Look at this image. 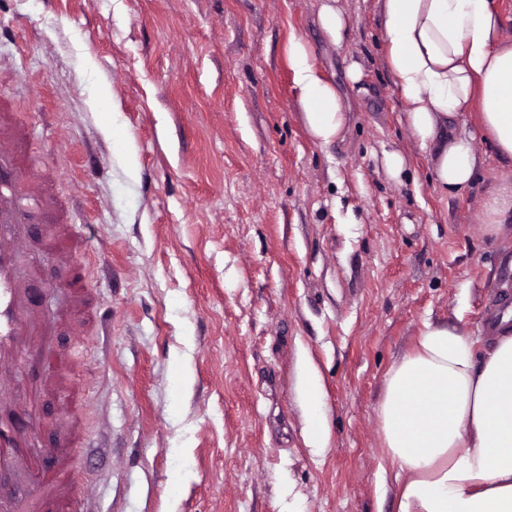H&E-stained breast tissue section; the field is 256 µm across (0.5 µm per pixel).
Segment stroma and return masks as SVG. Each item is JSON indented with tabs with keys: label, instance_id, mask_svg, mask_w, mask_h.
<instances>
[{
	"label": "stroma",
	"instance_id": "stroma-1",
	"mask_svg": "<svg viewBox=\"0 0 512 512\" xmlns=\"http://www.w3.org/2000/svg\"><path fill=\"white\" fill-rule=\"evenodd\" d=\"M323 2L0 0V104L86 246L95 308L82 314L41 219L22 253L53 345L69 346L73 324L84 332L73 377L92 414L78 418L74 465L89 512H393L380 473L388 370L428 320L486 348L487 314L512 299V222L495 239L479 222L512 164L478 143L476 184L439 193L384 64L376 0H337V45L317 23ZM295 37L349 110L342 139L304 126ZM391 151L406 158L397 180ZM308 360L324 386L319 454L304 440ZM2 385L58 444L64 407L48 377L19 363L0 368ZM174 448L191 463L178 486ZM100 106L107 112H112V130L115 131L118 134V145L120 146V152L124 154L127 157L129 167L132 173L135 171V164H134V148L131 144H129L127 139H123L120 128V120L119 115L116 110V107L114 103L112 102V107L110 102L106 97L101 98L99 102Z\"/></svg>",
	"mask_w": 512,
	"mask_h": 512
}]
</instances>
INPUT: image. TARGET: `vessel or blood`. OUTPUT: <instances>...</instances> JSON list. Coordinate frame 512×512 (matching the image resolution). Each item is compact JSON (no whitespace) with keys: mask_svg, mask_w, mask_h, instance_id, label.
Listing matches in <instances>:
<instances>
[{"mask_svg":"<svg viewBox=\"0 0 512 512\" xmlns=\"http://www.w3.org/2000/svg\"><path fill=\"white\" fill-rule=\"evenodd\" d=\"M23 136L11 130L6 114H0V359L18 357L35 362L55 376L70 377L83 356L82 346L60 350L36 343L37 316L28 309L19 286L18 262L22 228L29 216L49 208L40 167L22 160ZM50 209V208H49ZM37 417L15 421L0 413V482L31 479L32 485L14 498L15 512H47L57 500L74 501L76 482L71 470L35 468L30 434L39 432Z\"/></svg>","mask_w":512,"mask_h":512,"instance_id":"obj_1","label":"vessel or blood"}]
</instances>
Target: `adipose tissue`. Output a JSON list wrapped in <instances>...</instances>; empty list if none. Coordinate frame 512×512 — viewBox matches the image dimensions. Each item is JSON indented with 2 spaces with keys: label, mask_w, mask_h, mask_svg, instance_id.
I'll use <instances>...</instances> for the list:
<instances>
[{
  "label": "adipose tissue",
  "mask_w": 512,
  "mask_h": 512,
  "mask_svg": "<svg viewBox=\"0 0 512 512\" xmlns=\"http://www.w3.org/2000/svg\"><path fill=\"white\" fill-rule=\"evenodd\" d=\"M385 65L399 91L412 140L427 150L442 194L477 178L488 142L512 162V21L501 0H377ZM304 125L328 144L347 116L306 42L292 40ZM472 114L476 135L460 133ZM512 215V184L489 189L479 221L498 237ZM300 391L308 410L306 444L326 447L322 377L305 363ZM384 465L394 472L395 512H512V324L498 327L490 350L444 323L425 322L411 350L385 378L379 404Z\"/></svg>",
  "instance_id": "obj_1"
}]
</instances>
